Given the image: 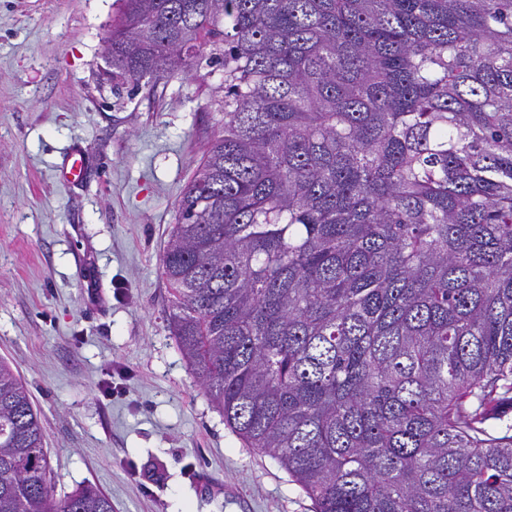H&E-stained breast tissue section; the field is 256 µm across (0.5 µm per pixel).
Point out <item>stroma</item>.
<instances>
[{"label": "stroma", "mask_w": 512, "mask_h": 512, "mask_svg": "<svg viewBox=\"0 0 512 512\" xmlns=\"http://www.w3.org/2000/svg\"><path fill=\"white\" fill-rule=\"evenodd\" d=\"M120 0H0V358L24 379L56 496L112 512H314L243 447L168 330L160 260L224 110L220 51L168 82L113 88ZM82 180L60 171L73 153Z\"/></svg>", "instance_id": "35a3bbf8"}]
</instances>
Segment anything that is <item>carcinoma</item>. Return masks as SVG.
<instances>
[{
  "label": "carcinoma",
  "instance_id": "carcinoma-1",
  "mask_svg": "<svg viewBox=\"0 0 512 512\" xmlns=\"http://www.w3.org/2000/svg\"><path fill=\"white\" fill-rule=\"evenodd\" d=\"M113 86L223 46L161 259L226 426L315 512H512V0H121ZM0 360V512L57 499Z\"/></svg>",
  "mask_w": 512,
  "mask_h": 512
}]
</instances>
